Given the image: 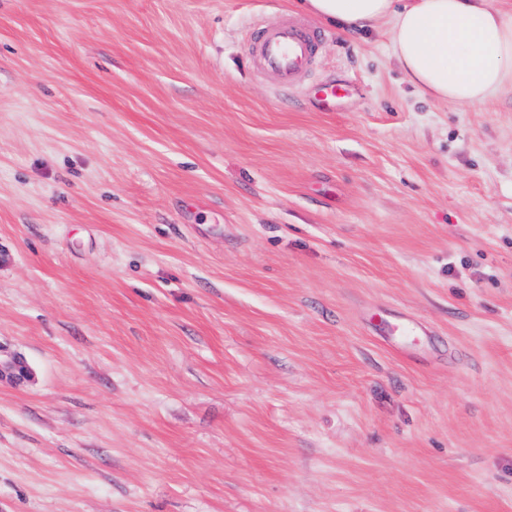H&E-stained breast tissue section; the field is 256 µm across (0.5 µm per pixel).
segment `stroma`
Returning <instances> with one entry per match:
<instances>
[{
	"instance_id": "stroma-1",
	"label": "stroma",
	"mask_w": 512,
	"mask_h": 512,
	"mask_svg": "<svg viewBox=\"0 0 512 512\" xmlns=\"http://www.w3.org/2000/svg\"><path fill=\"white\" fill-rule=\"evenodd\" d=\"M0 346V512H512V82L295 0H0ZM249 48L260 71L278 75L291 88L311 66L315 40L301 24L275 22L265 25ZM346 94L347 88L344 83L330 81L320 85L316 96L322 110L328 112L336 105V100L344 98ZM5 353L0 346V380L3 378L14 382L28 380L31 368L27 361L19 354Z\"/></svg>"
}]
</instances>
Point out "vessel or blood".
Here are the masks:
<instances>
[{
    "instance_id": "b4317fda",
    "label": "vessel or blood",
    "mask_w": 512,
    "mask_h": 512,
    "mask_svg": "<svg viewBox=\"0 0 512 512\" xmlns=\"http://www.w3.org/2000/svg\"><path fill=\"white\" fill-rule=\"evenodd\" d=\"M250 50L260 71L274 73L291 86L308 72L315 40L311 31L300 24L275 22L257 33ZM346 94L344 83L330 81L320 85L316 96L322 110L328 111Z\"/></svg>"
}]
</instances>
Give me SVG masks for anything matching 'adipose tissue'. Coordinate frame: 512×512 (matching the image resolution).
I'll list each match as a JSON object with an SVG mask.
<instances>
[{
    "instance_id": "1",
    "label": "adipose tissue",
    "mask_w": 512,
    "mask_h": 512,
    "mask_svg": "<svg viewBox=\"0 0 512 512\" xmlns=\"http://www.w3.org/2000/svg\"><path fill=\"white\" fill-rule=\"evenodd\" d=\"M346 34L389 23L392 56L408 81L460 108L512 81V20L490 0H299Z\"/></svg>"
}]
</instances>
